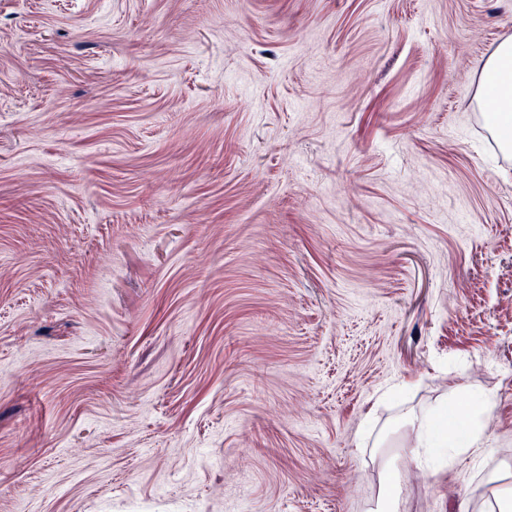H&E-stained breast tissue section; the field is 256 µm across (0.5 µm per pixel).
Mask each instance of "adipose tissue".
<instances>
[{
    "mask_svg": "<svg viewBox=\"0 0 512 512\" xmlns=\"http://www.w3.org/2000/svg\"><path fill=\"white\" fill-rule=\"evenodd\" d=\"M479 99L489 103L485 118L503 149L512 148V38L502 41L484 63L479 81ZM480 410L466 416L448 401L430 411L404 414L402 421L415 434L416 447L454 448L481 458L486 453L483 412L489 399H481Z\"/></svg>",
    "mask_w": 512,
    "mask_h": 512,
    "instance_id": "1",
    "label": "adipose tissue"
}]
</instances>
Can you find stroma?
I'll list each match as a JSON object with an SVG mask.
<instances>
[{"mask_svg": "<svg viewBox=\"0 0 512 512\" xmlns=\"http://www.w3.org/2000/svg\"><path fill=\"white\" fill-rule=\"evenodd\" d=\"M512 0H0V512H489L512 482ZM402 392L383 401L387 386ZM494 397L483 463L407 409ZM479 101L488 102L484 116L505 150L512 148V38L502 41L484 63ZM385 484L381 487L375 512H400L402 489L406 479L403 469L392 467Z\"/></svg>", "mask_w": 512, "mask_h": 512, "instance_id": "35a3bbf8", "label": "stroma"}]
</instances>
